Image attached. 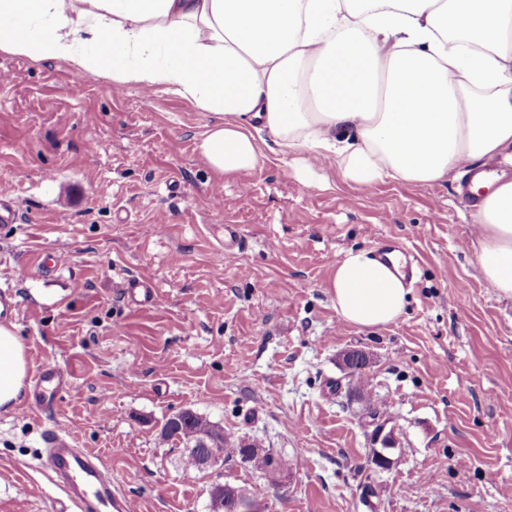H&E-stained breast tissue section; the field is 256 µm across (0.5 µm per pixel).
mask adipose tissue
Segmentation results:
<instances>
[{"label": "adipose tissue", "mask_w": 512, "mask_h": 512, "mask_svg": "<svg viewBox=\"0 0 512 512\" xmlns=\"http://www.w3.org/2000/svg\"><path fill=\"white\" fill-rule=\"evenodd\" d=\"M0 52L216 115L198 148L223 174L255 169L269 141L301 173L335 163L353 188L432 186L512 149V0H0ZM486 187L474 248L487 286L512 298V180ZM330 288L360 328L397 321L409 294L366 249L344 252ZM28 369L0 323L1 410Z\"/></svg>", "instance_id": "ef3b65f1"}]
</instances>
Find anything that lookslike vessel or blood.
<instances>
[{
    "instance_id": "vessel-or-blood-1",
    "label": "vessel or blood",
    "mask_w": 512,
    "mask_h": 512,
    "mask_svg": "<svg viewBox=\"0 0 512 512\" xmlns=\"http://www.w3.org/2000/svg\"><path fill=\"white\" fill-rule=\"evenodd\" d=\"M121 288L134 306L148 307L155 301L156 289L148 280L130 278ZM33 382V401L45 410L72 387L70 374L50 362L39 365ZM44 445L41 466L63 493L56 512H136L133 503L113 489L112 477L101 459L77 447L70 434L49 432Z\"/></svg>"
}]
</instances>
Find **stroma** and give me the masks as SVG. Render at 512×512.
Returning a JSON list of instances; mask_svg holds the SVG:
<instances>
[{"instance_id": "1", "label": "stroma", "mask_w": 512, "mask_h": 512, "mask_svg": "<svg viewBox=\"0 0 512 512\" xmlns=\"http://www.w3.org/2000/svg\"><path fill=\"white\" fill-rule=\"evenodd\" d=\"M1 73L0 199L19 217L0 223V291L30 369L54 362L73 388L0 411V512H53L50 430L98 455L137 512H208L216 482L267 512H512V300L480 274L459 182L352 189L331 165L307 183L272 155L224 176L197 149L214 115L176 94L3 52ZM228 224L242 246L225 245ZM392 237L420 262L404 314L345 323L337 261ZM133 276L155 283L152 306L121 295ZM352 349L398 439L387 470L345 388ZM183 410L287 460L280 485L234 461L185 470L160 438Z\"/></svg>"}]
</instances>
